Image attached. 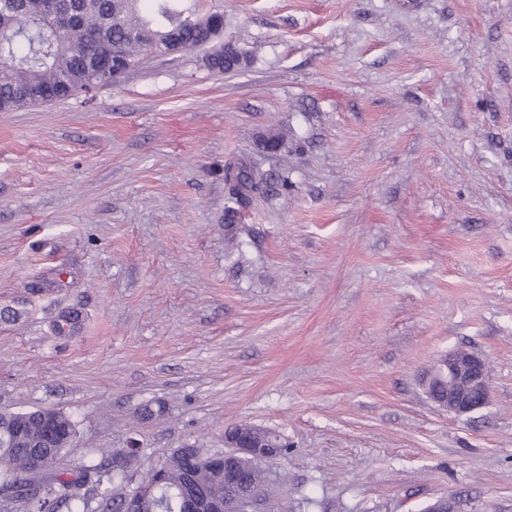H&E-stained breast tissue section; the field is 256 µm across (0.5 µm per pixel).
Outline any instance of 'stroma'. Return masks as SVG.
Wrapping results in <instances>:
<instances>
[{
	"label": "stroma",
	"instance_id": "obj_1",
	"mask_svg": "<svg viewBox=\"0 0 512 512\" xmlns=\"http://www.w3.org/2000/svg\"><path fill=\"white\" fill-rule=\"evenodd\" d=\"M188 3L245 65L147 51L0 112V413L69 416L60 469L138 439L135 483L276 430L262 512H512V0ZM455 349L464 416L421 382ZM262 183L263 176L254 170L249 173L239 172L236 175L235 184L232 186L231 193L229 194V203L232 205L227 207L224 215L225 220L230 223L228 226H231V223L235 221L238 208L245 206L247 203V197L244 191L258 190ZM442 371L448 383L441 379L435 391L443 394L448 390L444 400L430 398L439 407L457 416L468 415L488 404L490 399V380L486 360L473 352L455 350L444 356L443 360L430 369L424 377L423 387L428 391L430 381L437 371ZM242 426L248 427L249 431L253 434L254 438L257 441L261 442L262 444H265L268 439H271L274 442L275 447L282 446V448H284V451H287L288 443L278 432L272 429L262 428L246 422L236 424L235 426L227 429L224 433V436L227 438L235 437L239 433V430H241Z\"/></svg>",
	"mask_w": 512,
	"mask_h": 512
}]
</instances>
